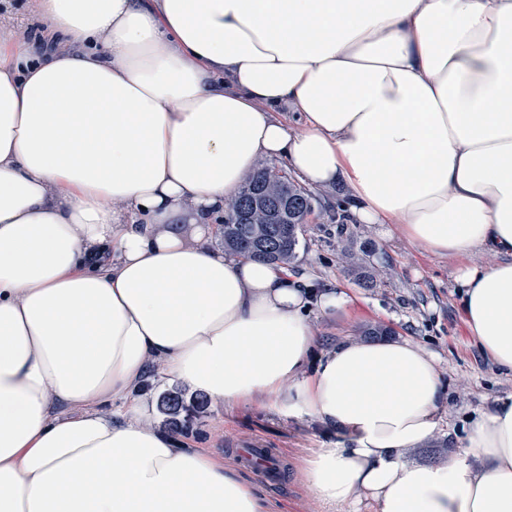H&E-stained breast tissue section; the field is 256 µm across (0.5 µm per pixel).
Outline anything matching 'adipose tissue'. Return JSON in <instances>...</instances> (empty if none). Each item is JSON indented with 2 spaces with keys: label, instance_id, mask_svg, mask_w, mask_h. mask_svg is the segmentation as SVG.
<instances>
[{
  "label": "adipose tissue",
  "instance_id": "ef3b65f1",
  "mask_svg": "<svg viewBox=\"0 0 512 512\" xmlns=\"http://www.w3.org/2000/svg\"><path fill=\"white\" fill-rule=\"evenodd\" d=\"M33 7L41 38L0 26V512H274L149 424L150 359L224 407L314 420L297 469L323 512H512V393L446 462L408 461L448 397L435 356L318 351L308 314L346 295L215 241L276 159L431 255H498L460 271V307L512 372V0Z\"/></svg>",
  "mask_w": 512,
  "mask_h": 512
}]
</instances>
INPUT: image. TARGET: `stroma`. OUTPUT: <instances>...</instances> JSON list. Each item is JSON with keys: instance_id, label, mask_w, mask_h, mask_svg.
I'll use <instances>...</instances> for the list:
<instances>
[{"instance_id": "stroma-1", "label": "stroma", "mask_w": 512, "mask_h": 512, "mask_svg": "<svg viewBox=\"0 0 512 512\" xmlns=\"http://www.w3.org/2000/svg\"><path fill=\"white\" fill-rule=\"evenodd\" d=\"M314 194V211L287 271H308L351 300L349 316L311 314L318 346L361 341L369 328L382 326L391 337L411 339L433 353L448 398L440 408L439 430L407 458L419 463L447 460L459 448L470 420L495 397L512 392V374L496 369L469 336L456 282L469 263L491 266L499 258L491 253L429 255L400 226L353 223L338 191L318 188ZM144 388L152 403L150 425L180 443L214 449L227 467L254 482L286 512H322L294 466L305 449L324 441L311 418L286 417L270 405L225 409L204 392L160 381L153 361L147 364ZM253 444L271 449L282 468L278 480L241 461L240 449Z\"/></svg>"}]
</instances>
